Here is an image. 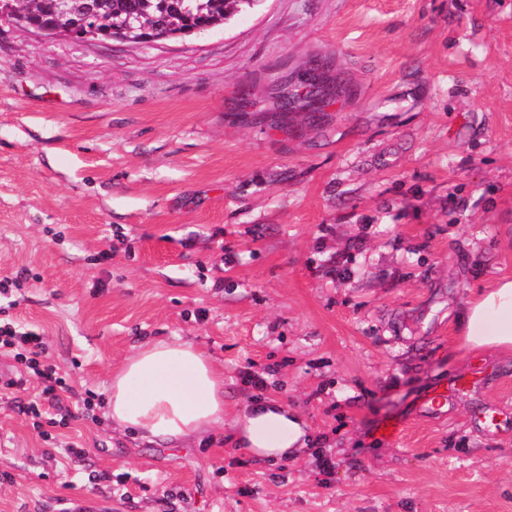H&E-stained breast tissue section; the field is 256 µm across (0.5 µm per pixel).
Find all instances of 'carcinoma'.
Segmentation results:
<instances>
[{
	"mask_svg": "<svg viewBox=\"0 0 512 512\" xmlns=\"http://www.w3.org/2000/svg\"><path fill=\"white\" fill-rule=\"evenodd\" d=\"M256 0H110L112 28L99 30L98 38L107 41L123 37L120 28L130 23L132 35L158 36L174 28L209 29L225 23L244 6ZM22 8L37 22L56 20L50 6L41 0H22Z\"/></svg>",
	"mask_w": 512,
	"mask_h": 512,
	"instance_id": "1",
	"label": "carcinoma"
}]
</instances>
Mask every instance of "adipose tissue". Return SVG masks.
Instances as JSON below:
<instances>
[{
	"label": "adipose tissue",
	"mask_w": 512,
	"mask_h": 512,
	"mask_svg": "<svg viewBox=\"0 0 512 512\" xmlns=\"http://www.w3.org/2000/svg\"><path fill=\"white\" fill-rule=\"evenodd\" d=\"M458 334L469 350L512 355V278L466 302ZM107 409L114 430L148 443L199 439L224 425V373L191 343L147 340L113 369ZM233 426L235 442L265 461L297 456L309 439L301 415L275 398L244 406Z\"/></svg>",
	"instance_id": "obj_1"
}]
</instances>
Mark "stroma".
Segmentation results:
<instances>
[{
	"mask_svg": "<svg viewBox=\"0 0 512 512\" xmlns=\"http://www.w3.org/2000/svg\"><path fill=\"white\" fill-rule=\"evenodd\" d=\"M23 269L0 323L75 394L59 426L0 388V512H512V358L457 331L512 277V0H258L138 45L0 21V279ZM153 338L223 369L225 427L113 430ZM263 395L306 420L299 458L233 444Z\"/></svg>",
	"mask_w": 512,
	"mask_h": 512,
	"instance_id": "stroma-1",
	"label": "stroma"
}]
</instances>
